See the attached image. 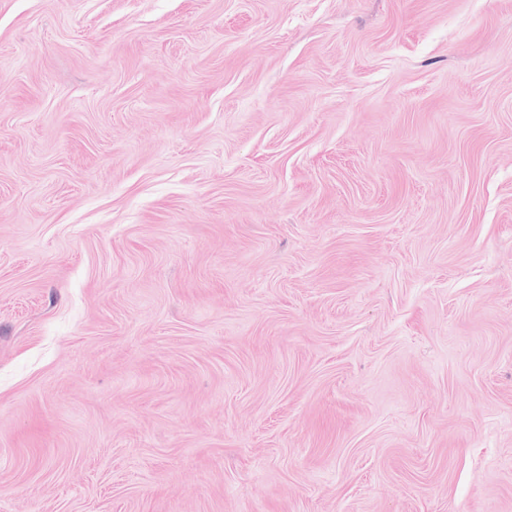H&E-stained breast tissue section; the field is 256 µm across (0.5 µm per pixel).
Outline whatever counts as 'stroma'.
<instances>
[{
	"label": "stroma",
	"mask_w": 512,
	"mask_h": 512,
	"mask_svg": "<svg viewBox=\"0 0 512 512\" xmlns=\"http://www.w3.org/2000/svg\"><path fill=\"white\" fill-rule=\"evenodd\" d=\"M0 512H512V0H0Z\"/></svg>",
	"instance_id": "35a3bbf8"
}]
</instances>
